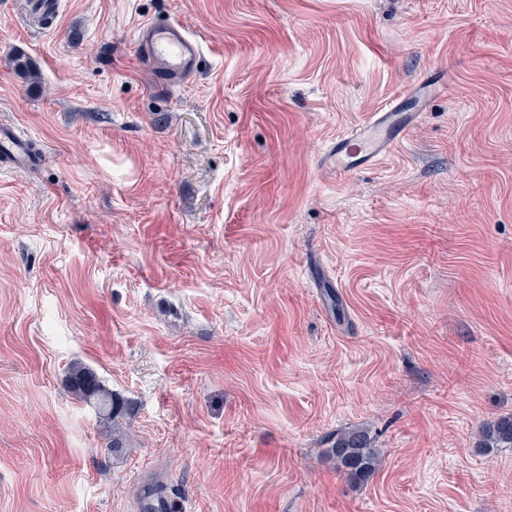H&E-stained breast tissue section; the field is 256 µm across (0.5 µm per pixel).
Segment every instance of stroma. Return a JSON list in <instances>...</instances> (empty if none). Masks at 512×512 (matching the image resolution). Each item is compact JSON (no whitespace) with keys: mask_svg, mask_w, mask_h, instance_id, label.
I'll return each mask as SVG.
<instances>
[{"mask_svg":"<svg viewBox=\"0 0 512 512\" xmlns=\"http://www.w3.org/2000/svg\"><path fill=\"white\" fill-rule=\"evenodd\" d=\"M0 0V512H512V0ZM202 45L170 89L137 32ZM26 60L28 71L18 70ZM377 165L337 135L427 72ZM125 411L112 452L67 385ZM369 430L351 485L326 455ZM31 137L10 122L0 123V168H27L31 161ZM68 384L73 394L92 405L99 417L108 424L106 431L112 448H124V437L117 418L121 413L116 409L112 391L105 387L97 372L89 366H74L68 375ZM483 448H512V415L487 422L481 432ZM369 432L352 429L336 434L329 455L336 459L339 472L351 483L364 484L377 470L379 450L372 446Z\"/></svg>","mask_w":512,"mask_h":512,"instance_id":"35a3bbf8","label":"stroma"}]
</instances>
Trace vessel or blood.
I'll return each mask as SVG.
<instances>
[{
	"label": "vessel or blood",
	"instance_id": "1",
	"mask_svg": "<svg viewBox=\"0 0 512 512\" xmlns=\"http://www.w3.org/2000/svg\"><path fill=\"white\" fill-rule=\"evenodd\" d=\"M141 61L156 82L178 87L192 78L201 56V46L188 29L177 22L145 24L139 31ZM437 83L420 81L352 131L339 135L327 147L324 164L343 176L377 164L400 143L417 113L403 109L406 98L441 93ZM31 137L10 122L0 123V168H27L31 161Z\"/></svg>",
	"mask_w": 512,
	"mask_h": 512
}]
</instances>
